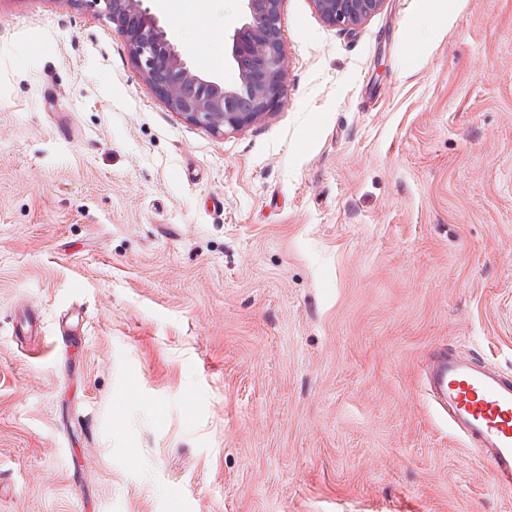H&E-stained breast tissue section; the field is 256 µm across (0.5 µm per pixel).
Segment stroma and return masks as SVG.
I'll return each mask as SVG.
<instances>
[{
  "label": "stroma",
  "instance_id": "1",
  "mask_svg": "<svg viewBox=\"0 0 512 512\" xmlns=\"http://www.w3.org/2000/svg\"><path fill=\"white\" fill-rule=\"evenodd\" d=\"M148 6L234 81L242 0ZM281 29L216 135L88 0H0V512H512L422 384L512 374V0Z\"/></svg>",
  "mask_w": 512,
  "mask_h": 512
}]
</instances>
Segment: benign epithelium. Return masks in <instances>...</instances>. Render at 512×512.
Instances as JSON below:
<instances>
[{"mask_svg":"<svg viewBox=\"0 0 512 512\" xmlns=\"http://www.w3.org/2000/svg\"><path fill=\"white\" fill-rule=\"evenodd\" d=\"M123 38L134 67L154 93L184 121L222 135L257 121L284 101L288 92L287 53L282 38L284 0H243L245 22L232 35L230 55L238 81L208 80L183 52L146 0H91ZM332 26L353 29L382 7L384 0H312Z\"/></svg>","mask_w":512,"mask_h":512,"instance_id":"obj_1","label":"benign epithelium"}]
</instances>
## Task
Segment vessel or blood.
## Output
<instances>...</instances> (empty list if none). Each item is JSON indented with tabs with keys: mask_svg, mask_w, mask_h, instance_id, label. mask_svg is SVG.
<instances>
[{
	"mask_svg": "<svg viewBox=\"0 0 512 512\" xmlns=\"http://www.w3.org/2000/svg\"><path fill=\"white\" fill-rule=\"evenodd\" d=\"M425 374L450 430L479 453L496 488L512 493V376L449 349L428 358Z\"/></svg>",
	"mask_w": 512,
	"mask_h": 512,
	"instance_id": "b4317fda",
	"label": "vessel or blood"
}]
</instances>
